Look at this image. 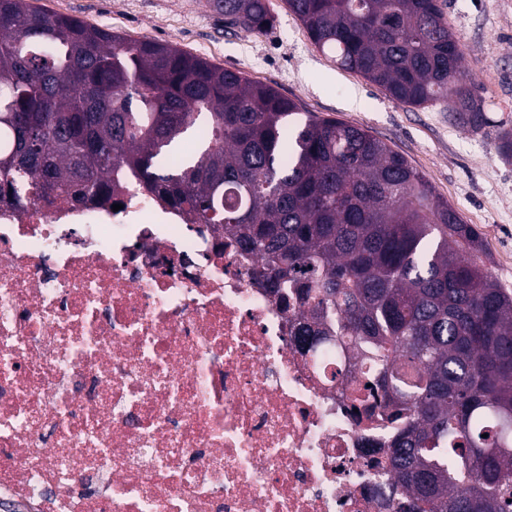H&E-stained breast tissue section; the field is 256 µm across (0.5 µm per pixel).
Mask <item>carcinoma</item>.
Returning a JSON list of instances; mask_svg holds the SVG:
<instances>
[{"label": "carcinoma", "instance_id": "cac0c4a2", "mask_svg": "<svg viewBox=\"0 0 512 512\" xmlns=\"http://www.w3.org/2000/svg\"><path fill=\"white\" fill-rule=\"evenodd\" d=\"M262 33L271 0H210ZM336 65L411 106L487 118L438 0H287ZM239 71L0 0V198L114 204L128 184L215 224L294 296L312 347L335 331L375 373L385 469L411 512H512V292L473 227L368 130L306 113ZM191 140L195 149L183 150ZM512 160V128L497 133Z\"/></svg>", "mask_w": 512, "mask_h": 512}]
</instances>
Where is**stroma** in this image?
<instances>
[{
    "mask_svg": "<svg viewBox=\"0 0 512 512\" xmlns=\"http://www.w3.org/2000/svg\"><path fill=\"white\" fill-rule=\"evenodd\" d=\"M127 39H155L299 99L304 111L368 129L420 171L482 240L480 264L512 289V161L496 148L512 127V0H439L479 87L488 119L480 132L455 122L448 101L414 107L361 75L337 67L310 41L286 0H272L264 34L228 29L206 0H35Z\"/></svg>",
    "mask_w": 512,
    "mask_h": 512,
    "instance_id": "stroma-1",
    "label": "stroma"
}]
</instances>
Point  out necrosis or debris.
Returning <instances> with one entry per match:
<instances>
[{
    "label": "necrosis or debris",
    "mask_w": 512,
    "mask_h": 512,
    "mask_svg": "<svg viewBox=\"0 0 512 512\" xmlns=\"http://www.w3.org/2000/svg\"><path fill=\"white\" fill-rule=\"evenodd\" d=\"M0 201V512H399L382 406L260 262L150 194Z\"/></svg>",
    "instance_id": "obj_1"
}]
</instances>
